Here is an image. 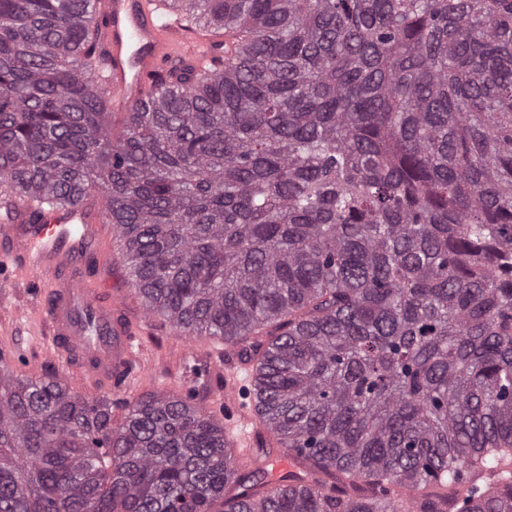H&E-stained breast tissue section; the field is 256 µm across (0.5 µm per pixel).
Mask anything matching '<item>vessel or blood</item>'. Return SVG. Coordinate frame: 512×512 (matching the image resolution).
Returning a JSON list of instances; mask_svg holds the SVG:
<instances>
[{"label":"vessel or blood","mask_w":512,"mask_h":512,"mask_svg":"<svg viewBox=\"0 0 512 512\" xmlns=\"http://www.w3.org/2000/svg\"><path fill=\"white\" fill-rule=\"evenodd\" d=\"M99 45L115 111L141 104L182 62L204 65L221 56L216 38L161 18L149 0H94ZM110 233L99 208L38 207L12 198L0 201V278L5 288L23 287L47 352L61 353L87 387H131L139 376L142 346L107 284L90 275ZM224 434L230 447L251 448L248 414L252 368L225 347Z\"/></svg>","instance_id":"obj_1"}]
</instances>
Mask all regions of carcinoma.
Listing matches in <instances>:
<instances>
[{"instance_id":"carcinoma-1","label":"carcinoma","mask_w":512,"mask_h":512,"mask_svg":"<svg viewBox=\"0 0 512 512\" xmlns=\"http://www.w3.org/2000/svg\"><path fill=\"white\" fill-rule=\"evenodd\" d=\"M161 2L224 66L118 130L93 0H0V193L102 199L146 313L255 363L299 471L191 389L0 359V512H512V0ZM260 432L262 433V436L266 443H263L264 448L260 450L259 455H252L251 460L256 461V465L263 467L267 470H270L271 468H273L272 462L277 460L281 455H283L284 451L282 448H279L277 446L275 440H272L268 437L266 432H264L262 429H260ZM287 460L288 456L281 459L273 468V473L277 471V467L279 465H285Z\"/></svg>"}]
</instances>
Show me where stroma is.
<instances>
[{
	"label": "stroma",
	"instance_id": "35a3bbf8",
	"mask_svg": "<svg viewBox=\"0 0 512 512\" xmlns=\"http://www.w3.org/2000/svg\"><path fill=\"white\" fill-rule=\"evenodd\" d=\"M99 273L113 292L124 298V315L142 325L141 341L145 349L144 379L131 389L110 391V398L132 400L153 393L176 396L190 389L200 411L216 410L217 397L224 388L223 341L209 337L189 340L160 320L148 318L140 302L129 291L120 255H113L111 264L100 268ZM25 296L26 292L21 288L0 294V344L11 351L8 364L14 375L41 379L46 374L55 373L66 380L72 390L84 392L89 398L96 397V390L84 389L60 357L44 356L33 334V320L15 314L16 309L23 307ZM185 346L190 349L189 357H179L178 349Z\"/></svg>",
	"mask_w": 512,
	"mask_h": 512
}]
</instances>
